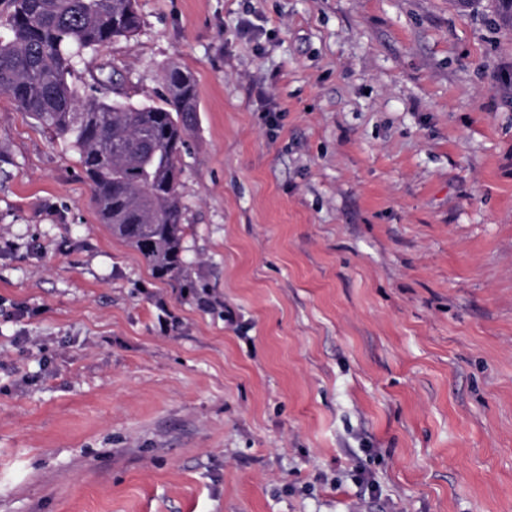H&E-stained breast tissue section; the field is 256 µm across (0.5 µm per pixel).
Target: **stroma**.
<instances>
[{"label":"stroma","instance_id":"obj_1","mask_svg":"<svg viewBox=\"0 0 512 512\" xmlns=\"http://www.w3.org/2000/svg\"><path fill=\"white\" fill-rule=\"evenodd\" d=\"M73 83L197 84L184 257L0 95V512H512V28L495 0H137Z\"/></svg>","mask_w":512,"mask_h":512}]
</instances>
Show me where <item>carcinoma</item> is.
I'll list each match as a JSON object with an SVG mask.
<instances>
[{"label":"carcinoma","instance_id":"cac0c4a2","mask_svg":"<svg viewBox=\"0 0 512 512\" xmlns=\"http://www.w3.org/2000/svg\"><path fill=\"white\" fill-rule=\"evenodd\" d=\"M11 37L0 41V94L73 150L101 223L137 250L159 279L187 281L182 256L186 205L183 155L197 111L193 74H161L158 104L112 99L114 73L100 71L94 93L71 81L76 60L141 26L136 0H8Z\"/></svg>","mask_w":512,"mask_h":512}]
</instances>
